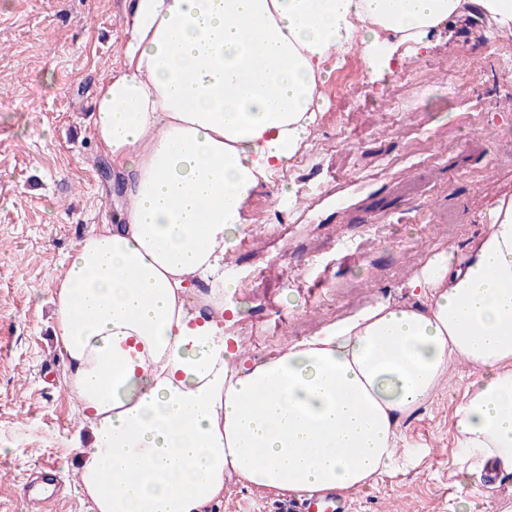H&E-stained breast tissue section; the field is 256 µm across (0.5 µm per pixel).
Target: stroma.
I'll return each mask as SVG.
<instances>
[{
	"instance_id": "1",
	"label": "stroma",
	"mask_w": 512,
	"mask_h": 512,
	"mask_svg": "<svg viewBox=\"0 0 512 512\" xmlns=\"http://www.w3.org/2000/svg\"><path fill=\"white\" fill-rule=\"evenodd\" d=\"M131 0H0V512H32L49 474L58 512H87L64 477L88 431L62 388L51 295L66 256L123 200L92 139L95 101ZM367 47L327 63L325 106L305 143L248 200L224 254L241 319L264 357L379 303L416 304L407 282L461 255L512 198V32L479 16L399 46L367 76ZM474 375L447 382L401 424L415 459L351 499L353 512H512L499 487L461 484L453 414ZM278 495L230 480L213 512H276Z\"/></svg>"
}]
</instances>
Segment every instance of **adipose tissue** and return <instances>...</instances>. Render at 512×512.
<instances>
[{
    "label": "adipose tissue",
    "mask_w": 512,
    "mask_h": 512,
    "mask_svg": "<svg viewBox=\"0 0 512 512\" xmlns=\"http://www.w3.org/2000/svg\"><path fill=\"white\" fill-rule=\"evenodd\" d=\"M469 6L512 30V0H134L93 119L127 205L77 243L52 297L62 384L91 434L75 469L89 512H210L233 477L360 493L454 363L475 374L455 413L468 473H512V200L409 281L418 304L365 308L266 357L224 331L243 313L237 283L198 286L308 136L333 53L369 43L375 76Z\"/></svg>",
    "instance_id": "adipose-tissue-1"
}]
</instances>
